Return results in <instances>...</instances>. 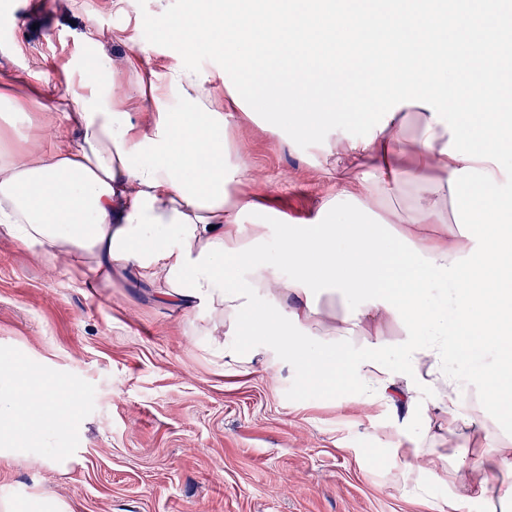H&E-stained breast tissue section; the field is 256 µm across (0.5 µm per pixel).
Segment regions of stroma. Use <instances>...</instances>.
Here are the masks:
<instances>
[{
    "instance_id": "35a3bbf8",
    "label": "stroma",
    "mask_w": 512,
    "mask_h": 512,
    "mask_svg": "<svg viewBox=\"0 0 512 512\" xmlns=\"http://www.w3.org/2000/svg\"><path fill=\"white\" fill-rule=\"evenodd\" d=\"M191 0H0V78L26 92L32 74L77 70L89 40L109 35V55L131 57L129 109L141 80H163L180 64L164 19ZM293 116L260 112L224 131L228 166L248 172L233 192L257 197L274 223L313 218L366 162L335 164L323 145L298 139L280 147L271 126ZM208 312L162 305L153 289L116 279L78 287L69 267L0 238V353L33 365L44 384L67 380L79 413L59 443L77 451L67 470L0 457V500L34 495L68 512H441L452 492L429 468L450 446L487 460L479 436L440 431L430 412L407 415L383 398L364 400L345 383L337 354L335 391L310 388L303 369L275 354L240 367ZM412 437L438 434L413 453Z\"/></svg>"
}]
</instances>
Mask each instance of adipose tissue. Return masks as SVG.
<instances>
[{
    "mask_svg": "<svg viewBox=\"0 0 512 512\" xmlns=\"http://www.w3.org/2000/svg\"><path fill=\"white\" fill-rule=\"evenodd\" d=\"M457 0H409L384 13L358 12L344 0H197L191 17L171 16L182 65L166 93L143 92L146 113L132 116L116 62L94 49L68 86L69 112L41 84L40 121L16 126L26 101L0 91V122L24 142L0 151V237L48 254L83 274L86 284L121 278L153 288L190 313L205 308L225 335L246 337L229 350L247 365L267 348L300 360L311 387L336 371L335 351L355 336L364 350L346 354L357 395L434 412L441 429L481 434L494 461L512 465V417L504 414L512 376V107L497 91L498 66L512 60V36L488 28L479 45L461 34ZM309 58L336 87L349 82L345 56L368 68L366 96L332 98L311 80L283 73L280 48ZM469 52L477 75L455 66ZM232 59L262 79L266 112H291L293 138L324 141L337 159H369V171L336 195L314 220L279 227L277 265L260 256L270 226L262 205L228 192L243 168L224 167L229 112L250 88H223L194 66L200 53ZM379 106L363 138H328L340 112ZM482 116L480 126L462 113ZM414 123L418 161L398 148ZM405 196L404 205L389 200ZM353 206L344 211L340 199ZM287 275H280L279 267ZM453 294L454 309L435 301ZM401 324L400 361H381V324ZM323 328L311 337L312 328ZM495 343V363L461 377L454 363ZM35 373L0 356V455L20 453L18 432L42 439L66 432L75 402L58 386L25 389ZM431 472L448 476V512L487 498L489 512H512V484L489 494V469L463 448L438 456Z\"/></svg>",
    "mask_w": 512,
    "mask_h": 512,
    "instance_id": "adipose-tissue-1",
    "label": "adipose tissue"
}]
</instances>
